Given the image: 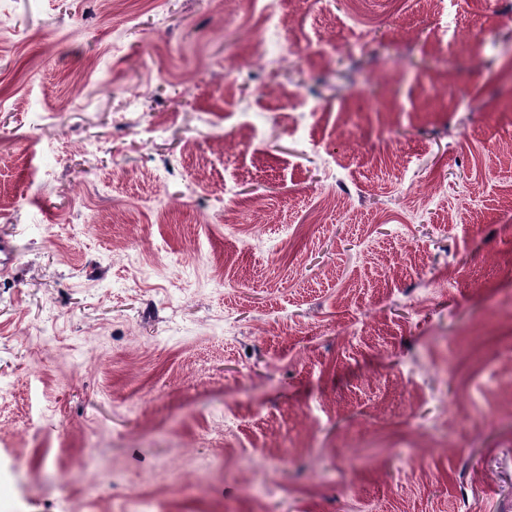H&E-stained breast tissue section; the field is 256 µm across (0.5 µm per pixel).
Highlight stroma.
<instances>
[{
    "mask_svg": "<svg viewBox=\"0 0 512 512\" xmlns=\"http://www.w3.org/2000/svg\"><path fill=\"white\" fill-rule=\"evenodd\" d=\"M0 512H512V0H0Z\"/></svg>",
    "mask_w": 512,
    "mask_h": 512,
    "instance_id": "obj_1",
    "label": "stroma"
}]
</instances>
